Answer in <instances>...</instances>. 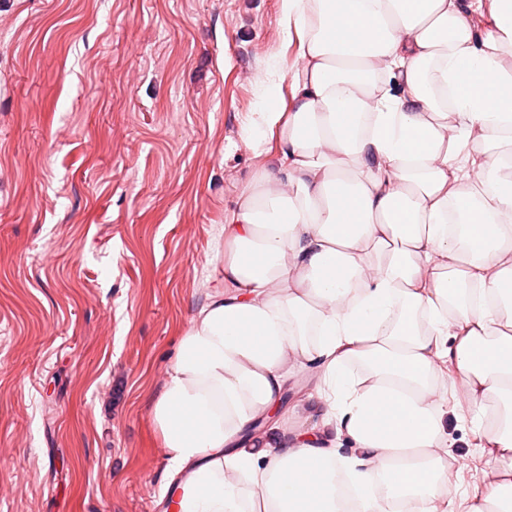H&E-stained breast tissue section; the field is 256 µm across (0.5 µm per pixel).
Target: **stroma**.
Returning <instances> with one entry per match:
<instances>
[{"label":"stroma","mask_w":512,"mask_h":512,"mask_svg":"<svg viewBox=\"0 0 512 512\" xmlns=\"http://www.w3.org/2000/svg\"><path fill=\"white\" fill-rule=\"evenodd\" d=\"M280 0H0V512H164L147 419L290 86ZM448 498L497 468L449 419Z\"/></svg>","instance_id":"obj_1"}]
</instances>
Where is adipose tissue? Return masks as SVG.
I'll return each instance as SVG.
<instances>
[{
    "mask_svg": "<svg viewBox=\"0 0 512 512\" xmlns=\"http://www.w3.org/2000/svg\"><path fill=\"white\" fill-rule=\"evenodd\" d=\"M492 7L474 31L471 14ZM287 109L148 405L177 512H445L454 369L512 512V0H281ZM311 373L317 414L281 412ZM504 403L498 426L487 402Z\"/></svg>",
    "mask_w": 512,
    "mask_h": 512,
    "instance_id": "1",
    "label": "adipose tissue"
}]
</instances>
